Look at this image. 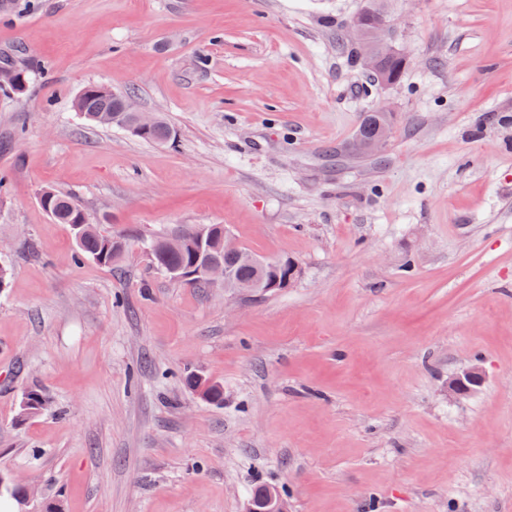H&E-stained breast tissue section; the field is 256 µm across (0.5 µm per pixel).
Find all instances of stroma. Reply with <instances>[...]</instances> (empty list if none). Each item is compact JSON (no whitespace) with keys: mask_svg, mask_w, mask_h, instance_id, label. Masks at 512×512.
I'll use <instances>...</instances> for the list:
<instances>
[{"mask_svg":"<svg viewBox=\"0 0 512 512\" xmlns=\"http://www.w3.org/2000/svg\"><path fill=\"white\" fill-rule=\"evenodd\" d=\"M364 3L0 12V67L33 70L0 88V474L28 512H245L262 485L288 512H512V0H389L393 85L355 59ZM91 83L175 138L85 124ZM381 106L384 157L347 152ZM47 187L128 235L115 266L74 264ZM179 224L224 225L293 285L155 273L142 239ZM34 388L52 410L17 423ZM188 385L202 400L217 405L223 403L224 392L220 386L194 376L189 378Z\"/></svg>","mask_w":512,"mask_h":512,"instance_id":"35a3bbf8","label":"stroma"}]
</instances>
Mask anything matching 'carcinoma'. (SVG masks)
Segmentation results:
<instances>
[{
  "mask_svg": "<svg viewBox=\"0 0 512 512\" xmlns=\"http://www.w3.org/2000/svg\"><path fill=\"white\" fill-rule=\"evenodd\" d=\"M382 3L383 0H367L364 7L367 21L357 30V39L370 41L374 39V33L381 20L386 18ZM406 64V58L402 55L388 57L382 61L386 75L393 83L400 80ZM131 106L133 101L129 96L116 93L98 83L87 85V91L77 97L74 103L76 111L84 113L85 120L97 126L102 125V122L96 119L98 115L105 117L111 114L122 121L128 120L132 115ZM380 127L390 128V113L374 111L366 114L359 127L358 139L364 143L371 142L375 139ZM172 135V128L162 119L154 128L141 135L140 139L158 144L170 141ZM42 194L48 197L50 217L56 223L70 227L76 244L74 254L76 262L90 258L110 266L121 257L126 247L123 237L104 234L96 225L89 223L84 210L71 196L52 188L43 190ZM207 228L210 232L209 243L200 254L197 253L194 241L197 229L195 225H176L166 232L150 237L147 240V248L151 263L165 276L172 275V272L178 269L185 271L196 262L202 264L206 261H218L230 269L233 281L237 285L253 283L262 277V271L249 257L224 255V225L209 224ZM173 235L185 239L183 247L179 249L167 247V241ZM188 385L202 400L217 405L223 403L224 392L220 386L194 376L189 378ZM49 408L50 403L45 396L40 391L31 389L22 397L18 421L23 422Z\"/></svg>",
  "mask_w": 512,
  "mask_h": 512,
  "instance_id": "1",
  "label": "carcinoma"
}]
</instances>
